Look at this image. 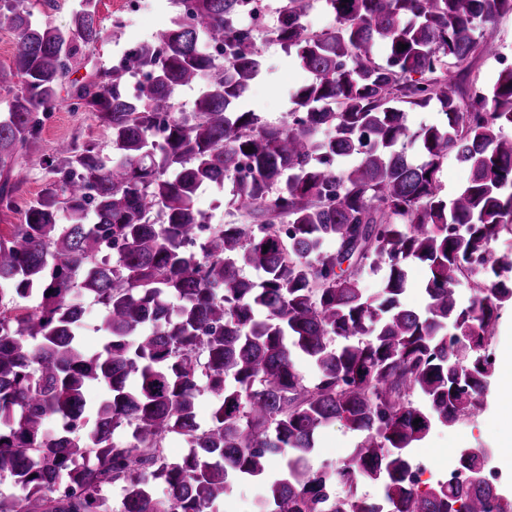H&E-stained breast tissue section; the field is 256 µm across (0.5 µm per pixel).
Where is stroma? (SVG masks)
I'll use <instances>...</instances> for the list:
<instances>
[{
  "mask_svg": "<svg viewBox=\"0 0 512 512\" xmlns=\"http://www.w3.org/2000/svg\"><path fill=\"white\" fill-rule=\"evenodd\" d=\"M126 0H98L97 10L104 35L95 47L87 49L85 57L77 63L72 79L83 81L92 73L111 69L122 54L137 41L150 36L165 25L174 13L171 0H140L138 12L125 10ZM495 27L499 52L491 54L477 49L468 60L452 72L453 79L470 83L491 84L497 72L512 67V14L497 18ZM264 59L263 78L256 82L246 96L248 107L261 112L268 122L285 123L291 107V97L300 86L310 81L311 75L295 59L288 57L283 48L274 42L260 44ZM40 152L35 156H20L10 176L17 188V195L24 200L38 197L50 179L48 162L54 155L59 141H92L103 153H110L108 132L92 113L73 109L68 88H61L53 112L43 120L40 133ZM496 395H487L485 409L474 419L463 420L450 427H437L411 450L413 462L423 464L435 476H442L448 455L464 448H491L495 445L494 420ZM358 436L341 424L324 427L318 436L317 447L310 459L315 468H336L354 448Z\"/></svg>",
  "mask_w": 512,
  "mask_h": 512,
  "instance_id": "obj_1",
  "label": "stroma"
}]
</instances>
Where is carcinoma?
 I'll return each instance as SVG.
<instances>
[{
	"label": "carcinoma",
	"instance_id": "carcinoma-1",
	"mask_svg": "<svg viewBox=\"0 0 512 512\" xmlns=\"http://www.w3.org/2000/svg\"><path fill=\"white\" fill-rule=\"evenodd\" d=\"M29 2L0 0L23 80L0 117L6 175L18 151L39 152L44 114L81 49L102 39L97 0L67 32L37 23ZM172 2L176 14L122 63L72 85L111 154L58 143L50 182L22 209L0 184V207L23 210L0 232V479L21 491L0 497V512H206L240 479L262 482L268 512H489V449L459 455L461 483L410 478L408 449L484 409L492 341L512 308V260L494 247L512 234V68L467 92L448 79L495 43L492 19L512 0H324L336 28L320 33L302 23L311 0H281L269 35L311 74L283 126L242 106L264 71L260 27L238 23L248 0ZM203 40L227 44L224 59ZM131 73L144 76L133 92ZM199 83L181 111L175 90ZM433 101L444 122L409 134L405 108ZM410 136L418 162L397 150ZM450 153L468 170L452 196L438 179ZM352 154L356 164L334 168ZM226 180L244 220L187 248L198 191ZM382 264L371 299L361 276ZM416 264L428 271L425 306L409 309ZM246 266L263 270L261 284ZM79 292L105 310L101 352L83 349ZM170 293L176 310L158 303ZM297 357L316 365L314 383ZM201 379L221 397L204 428ZM53 416L64 424L52 433ZM336 421L359 441L339 468L314 469L315 434ZM123 424L127 445L112 442ZM171 433L190 445L179 461L165 453ZM362 480L379 497L359 493ZM160 483L165 499L152 493Z\"/></svg>",
	"mask_w": 512,
	"mask_h": 512
}]
</instances>
